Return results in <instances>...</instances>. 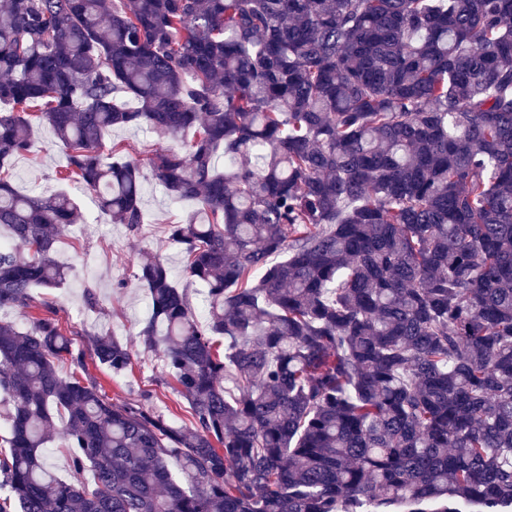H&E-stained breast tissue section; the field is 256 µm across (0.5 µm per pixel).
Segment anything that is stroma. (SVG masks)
<instances>
[{
  "instance_id": "obj_1",
  "label": "stroma",
  "mask_w": 512,
  "mask_h": 512,
  "mask_svg": "<svg viewBox=\"0 0 512 512\" xmlns=\"http://www.w3.org/2000/svg\"><path fill=\"white\" fill-rule=\"evenodd\" d=\"M66 165L65 153L48 126L34 128L29 152L13 163V184L25 193L45 195L66 192L77 204L83 219L57 245L56 258L68 270L65 287L50 290L58 318L75 335L76 347L85 352L86 374L95 379L111 400L137 397L140 390L153 392L152 406L167 417L185 419L184 401L161 357L146 347L139 330L149 315V295L135 277L138 259L145 254L164 259L180 287L189 289L198 318H205L201 290L193 289L183 272L179 249L164 233L167 225L184 222L193 203L174 199L153 177H146L142 198L144 224L138 233L113 223L97 206L96 195L81 184H62L58 173ZM93 290L96 307L86 303ZM110 333L126 343L132 353V369L112 378L97 361L92 334Z\"/></svg>"
}]
</instances>
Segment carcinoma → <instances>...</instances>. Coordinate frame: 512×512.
Here are the masks:
<instances>
[{
	"mask_svg": "<svg viewBox=\"0 0 512 512\" xmlns=\"http://www.w3.org/2000/svg\"><path fill=\"white\" fill-rule=\"evenodd\" d=\"M0 104V309H39L0 320V512H512V0H0ZM33 117L135 233L142 164L105 135L195 131L148 166L197 205L167 234L206 321L135 273L179 426L56 370L85 354L33 289L81 215L8 179ZM62 442V435L56 433L53 441L48 444L49 448H44V451L50 457L54 472L62 478H69L71 475L69 458L61 449Z\"/></svg>",
	"mask_w": 512,
	"mask_h": 512,
	"instance_id": "obj_1",
	"label": "carcinoma"
}]
</instances>
